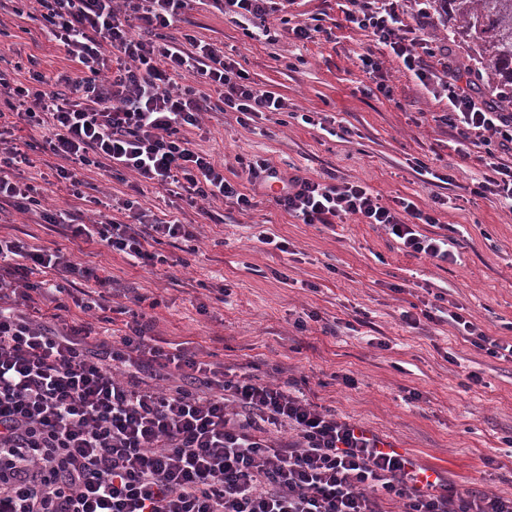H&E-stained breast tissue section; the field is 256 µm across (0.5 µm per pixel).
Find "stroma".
<instances>
[{"instance_id":"stroma-1","label":"stroma","mask_w":512,"mask_h":512,"mask_svg":"<svg viewBox=\"0 0 512 512\" xmlns=\"http://www.w3.org/2000/svg\"><path fill=\"white\" fill-rule=\"evenodd\" d=\"M16 6L18 15L0 22V70L18 81L33 70L50 81L74 74L75 63L48 41L29 0ZM313 16L325 27L314 40L282 36L269 44L245 36L199 0L187 10L179 32L223 50L288 105L278 120L245 125L212 111L189 138L223 162L228 177L239 159L261 156L287 175L333 173L368 184L384 202L403 197L434 208L455 241L453 262L408 256L384 230L354 218L329 227L298 224L266 200L246 215L220 201L201 214L161 187L135 189L97 169L79 172V200L36 178V169L52 158L41 148V129L23 123L14 136L31 143L35 165L21 167L20 175L33 179L50 208L84 210L88 199L102 197L119 221V203L134 198L147 214L199 225V238L157 245L163 260L152 266L132 265L94 245L72 254L74 261L103 268L115 287L153 302L160 342H190L218 369L256 365L266 382L294 378L418 465L458 487L512 498V362L464 342L448 324L417 330L400 320L402 308L440 294L487 335L512 339V204L473 195L485 169L462 159L455 132L436 121L446 100L434 98L392 54L384 57L392 98L365 94L371 81L356 55L368 38L341 26L339 0H294L286 15L293 23ZM426 33L448 48L481 96L512 108V88L492 83L486 62L453 21L432 15ZM303 112L334 120V134L302 123ZM422 162L428 172H420ZM436 197L441 205H433ZM0 234L32 246L64 240L61 226L10 207L0 215ZM264 236L287 241L290 254L270 256L260 242ZM305 312L306 329H296ZM356 317L365 320L358 331L327 333V326ZM472 371L481 373V384L469 380ZM346 375L355 386L344 385Z\"/></svg>"}]
</instances>
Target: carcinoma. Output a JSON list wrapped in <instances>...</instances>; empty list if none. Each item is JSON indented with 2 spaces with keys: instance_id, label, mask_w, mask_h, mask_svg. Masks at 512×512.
<instances>
[{
  "instance_id": "1",
  "label": "carcinoma",
  "mask_w": 512,
  "mask_h": 512,
  "mask_svg": "<svg viewBox=\"0 0 512 512\" xmlns=\"http://www.w3.org/2000/svg\"><path fill=\"white\" fill-rule=\"evenodd\" d=\"M455 13L460 34L478 48L500 85L512 86V0H434Z\"/></svg>"
}]
</instances>
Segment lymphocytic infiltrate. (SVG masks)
I'll return each instance as SVG.
<instances>
[{
    "instance_id": "1",
    "label": "lymphocytic infiltrate",
    "mask_w": 512,
    "mask_h": 512,
    "mask_svg": "<svg viewBox=\"0 0 512 512\" xmlns=\"http://www.w3.org/2000/svg\"><path fill=\"white\" fill-rule=\"evenodd\" d=\"M36 2L49 41L79 71L52 83L39 73L16 84L0 77V95L11 100L10 117L0 120V202L135 264H154L152 247L162 240L196 236L177 217L146 218L133 200L122 204L123 222L103 213L79 222L68 210L42 207L36 187L17 175L30 162L11 138L21 121L44 129L61 184L78 186V171L92 168L130 172L177 189L189 204L221 200L248 212L277 181L275 205L300 223L355 216L382 226L409 256L453 260L447 236L420 232L437 219L412 200L389 205L364 183L287 176L262 158L243 164L240 182L195 148L186 131L200 127L209 97L187 78L212 86L243 125L287 104L211 44L167 36L192 0ZM211 2L237 25L256 23L252 39L268 42L265 21L285 8L283 0ZM343 14L373 43L357 59L377 91L392 95L383 73L388 51L420 85L446 95L439 122L477 147L475 159L489 171L474 195L512 201V111L461 86L454 61L424 35L427 7L344 0ZM54 277L112 287L110 276L72 261L65 248L0 237V512H385L395 499L402 512H512V499L429 475L296 380L270 384L244 368H212L184 342L164 350L147 314H133L115 340L99 338L84 319L92 303L61 298ZM401 320L412 329L448 323L472 346L512 361V341L447 307L405 310ZM276 428L288 436L273 439Z\"/></svg>"
}]
</instances>
